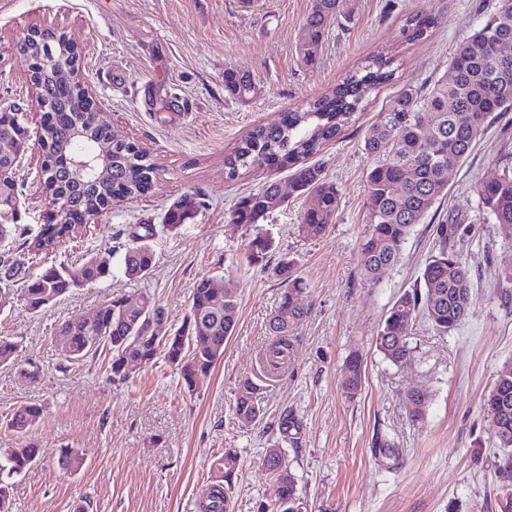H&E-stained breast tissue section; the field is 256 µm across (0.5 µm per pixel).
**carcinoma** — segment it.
<instances>
[{
  "label": "carcinoma",
  "mask_w": 512,
  "mask_h": 512,
  "mask_svg": "<svg viewBox=\"0 0 512 512\" xmlns=\"http://www.w3.org/2000/svg\"><path fill=\"white\" fill-rule=\"evenodd\" d=\"M351 0H311L310 9L299 35L297 51L306 66H313L331 24L352 13ZM437 20L423 13L409 16L402 33L409 41L427 36ZM512 43V0H499L497 8L486 15L480 26L454 50L449 66L452 79L440 78L428 89L401 87L381 109L379 119L364 133V150L375 159L367 173L366 234L361 244L360 265L366 280L372 282L380 271L395 265L412 228L424 222L427 213L448 193V170L461 166L477 139L496 112L512 111V56L504 58L503 42ZM68 42L47 44L35 39L27 43L26 53L33 62L53 55L58 69L49 77L42 70L32 80L42 87L51 111L43 116L42 131L45 158L41 167V192L61 199L58 212L45 216V223L32 239L24 242L27 254L38 256L54 249L82 231L90 215L109 202L148 194L159 169L147 150L139 144L111 136L102 127H88L85 135L75 136L83 109L80 96L70 82L67 66ZM393 60L376 57L368 65L343 78L331 91L314 99L302 111L283 114L279 123L257 126L246 132L224 158L230 179L255 165L290 171L293 191L308 201L300 217L299 231L307 237L324 235L333 224L339 207V191L325 176L322 167L309 158L336 139L372 92L394 77ZM224 91L241 103L249 102L258 87L246 70L224 71ZM0 120L12 126L18 146L27 147L30 132L16 106L8 103ZM104 151L111 170L97 171L77 184L70 176L64 155ZM13 155L0 165L11 167V176L0 181V239L17 231L19 206V161ZM478 207L495 223L512 227V166L503 168L494 179L475 184ZM288 203L280 196L274 180L242 196L230 212L234 224H262L276 209ZM205 206L196 194H186L169 205L163 223L170 228L193 221ZM144 233L130 234L121 264L130 280L148 276L154 255L149 240L153 226ZM459 225H436L438 246L425 262L420 280L423 294L403 293L388 309L375 336V348L387 361L403 363L410 355L409 339L417 319L422 318L437 333L446 335L471 314L470 268L457 249ZM271 240L257 236L251 240L246 261L261 264L271 250ZM112 250L83 255L74 264L51 265L25 279L23 297L34 312L60 300L77 288L112 276ZM277 272L288 281L274 315L269 321L273 336L268 363L277 368L292 348L295 330L306 314L302 304L303 283L287 262ZM161 307L148 294L139 305L125 306V298L115 297L103 304L88 322L75 316L62 326L64 359L80 362L100 351L111 354L109 372L114 380H126L137 370L161 358L177 371L187 390L208 374L224 355V343L233 334L239 313L234 289L219 279L203 277L191 289L189 310L181 325L162 336L151 324V315ZM18 348L10 336H0V364L11 362ZM365 359L352 351L346 359L343 393L355 397L362 388ZM509 401L502 414L508 428L493 427L499 447L508 449L496 468L502 496L501 512H512V361L496 370L492 389L483 405L495 414L499 403ZM235 415L252 423L264 415L258 385L250 379L238 387ZM43 408L37 403L20 406L7 419V425L21 435L38 423ZM40 448L25 442L13 448H0V512H11L15 478L26 473L39 460ZM85 457L75 448H61L58 464L65 471L77 472ZM263 464L274 477L272 512H302L297 481L284 463L281 449L268 448ZM239 456L231 448L214 460L211 485L202 501L201 512H227L225 489L237 478Z\"/></svg>",
  "instance_id": "carcinoma-1"
}]
</instances>
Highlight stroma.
I'll use <instances>...</instances> for the list:
<instances>
[{
	"label": "stroma",
	"mask_w": 512,
	"mask_h": 512,
	"mask_svg": "<svg viewBox=\"0 0 512 512\" xmlns=\"http://www.w3.org/2000/svg\"><path fill=\"white\" fill-rule=\"evenodd\" d=\"M498 0H355L349 19L331 26L314 67L296 51L310 0H0V101L34 113L27 64L10 51L33 25L66 30L82 48V78L102 103L99 118L121 138L146 148L161 174L146 196L115 205L101 222L68 245L33 263L70 264L82 255L126 243L141 224L154 225L152 273L111 278L74 290L40 312L21 302L0 311V334L18 343L14 364L0 366V448L20 439L6 418L23 403L45 407L30 432L40 461L16 480L14 512H201L210 465L224 449L240 457L228 490L229 512H260L273 480L261 465L266 449L283 451L308 512H499L491 417L482 401L498 366L512 360V283L502 258L512 253V231L479 211L473 185L495 178L512 162V112L491 123L470 156L448 174V195L415 225L401 261L369 283L360 246L366 232V172L373 160L363 148L366 128L402 85L422 88L448 70L455 46L468 39ZM423 11L441 24L426 39L406 40L410 13ZM394 59L395 80L371 97L355 123L318 156L340 191L339 209L319 238L298 231L304 198L290 197L257 226L231 223L237 200L268 179L254 168L237 180L224 174V156L253 127L277 122L282 112L305 109L368 57ZM253 76L259 91L242 104L224 90L225 69ZM19 232L0 242V255H21L43 218L37 168L23 164ZM197 192L206 201L196 220L176 229L163 225L167 207ZM459 224L471 276L472 312L447 335L418 322L406 363L386 361L375 336L391 303L418 288L434 251L433 228ZM268 237L266 264L244 259L249 242ZM289 261L305 286L308 310L293 350L278 372L267 371L268 321L284 285L274 268ZM210 276L235 289L236 329L224 356L194 392L164 362L125 382L110 381L107 353L63 362L62 323L93 316L112 296L147 293L165 309L167 327L181 324L194 283ZM367 358L356 398L339 382L351 350ZM39 368L29 385L18 371ZM261 386L265 414L241 423L234 411L239 381ZM426 393L420 420L410 417L411 393ZM298 425L282 433L284 416ZM398 455L375 452L376 437ZM83 451L75 473L57 466L59 448Z\"/></svg>",
	"instance_id": "35a3bbf8"
}]
</instances>
